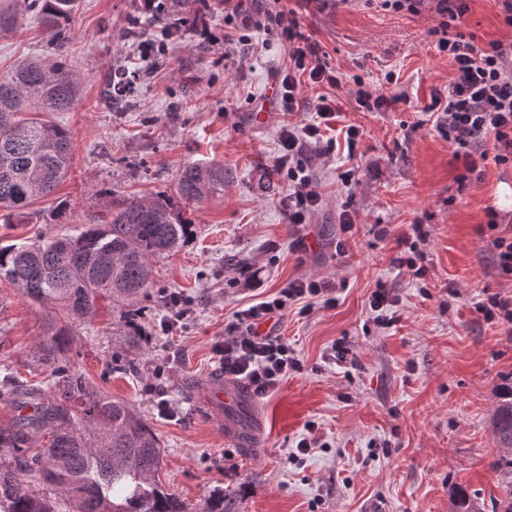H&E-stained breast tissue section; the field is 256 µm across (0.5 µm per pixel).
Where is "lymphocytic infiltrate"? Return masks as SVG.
Segmentation results:
<instances>
[{
  "label": "lymphocytic infiltrate",
  "mask_w": 512,
  "mask_h": 512,
  "mask_svg": "<svg viewBox=\"0 0 512 512\" xmlns=\"http://www.w3.org/2000/svg\"><path fill=\"white\" fill-rule=\"evenodd\" d=\"M441 16L433 33L440 52L454 65V78L446 93H433L430 109L437 114V126L454 148L467 170L486 157L487 145H494L497 162H512V42L491 41L478 45L473 35L457 31L456 25L468 10V0H430ZM288 37L287 69L280 73L279 93L285 112L294 115L310 109L311 122L291 121L280 126V151L275 167L288 180L282 206L289 223H309L322 206L323 195L307 171L308 165L325 157L324 127L340 111L336 98L318 95L309 102L300 98L302 86H337L336 74L319 58L317 43L299 29L296 18L278 11L268 16ZM335 299L328 283L311 277L293 279L272 298L261 300L237 312L228 336L217 346L225 376L245 382L259 398L271 395L288 375L300 368V361L287 340L262 333V323L281 315L288 306L304 298Z\"/></svg>",
  "instance_id": "f902f5d3"
}]
</instances>
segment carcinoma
Segmentation results:
<instances>
[{"label":"carcinoma","instance_id":"obj_1","mask_svg":"<svg viewBox=\"0 0 512 512\" xmlns=\"http://www.w3.org/2000/svg\"><path fill=\"white\" fill-rule=\"evenodd\" d=\"M78 0H27L59 50ZM207 0H143L129 20L127 34L148 27L159 36L173 34L171 18L202 21ZM139 73H122L108 86L114 97H127ZM77 79L58 60L20 62L0 77V222L26 224L35 200L52 195L66 176L73 153L66 128L31 116L65 112L76 98ZM224 192V165L192 163L179 170L176 193L182 205H198ZM193 235L165 195L129 196L118 202L103 224H88L75 236L40 238L0 246V282L5 281L62 318L93 316L98 301L109 298L121 322L131 325L142 314L157 281L153 259L174 253ZM55 341L43 346L40 361L54 368V400L41 386L7 373L0 396L18 416L0 428V512H224V499L207 498L190 508L156 478L162 455L158 438L127 404L106 398L63 359ZM494 439L502 498L493 512H512V384L500 388Z\"/></svg>","mask_w":512,"mask_h":512}]
</instances>
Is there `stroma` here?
Returning <instances> with one entry per match:
<instances>
[{
    "label": "stroma",
    "instance_id": "35a3bbf8",
    "mask_svg": "<svg viewBox=\"0 0 512 512\" xmlns=\"http://www.w3.org/2000/svg\"><path fill=\"white\" fill-rule=\"evenodd\" d=\"M140 2L80 0L64 47L79 79L76 102L45 115L68 130L71 165L54 195L34 204L29 223H0V245L77 232L134 192L175 197V176L191 162L222 163L224 191L185 208L193 239L154 262L159 287L179 293L186 318L163 330L171 310L151 301L132 336L100 304L64 339L71 368L146 421L162 450L159 479L188 505L220 494L224 512H455L462 489L479 512H491L501 496L491 467L492 416L500 385L512 378V325L483 309L493 297H512V277L500 273L491 246L495 234L512 232V204L502 202L512 191V163H497L491 147L466 172L426 112L432 93L447 90L454 76L430 34L437 15L394 13L378 0H242L229 21L224 0H209L205 28L180 27L147 67L126 35ZM278 9L295 13L340 80L306 97L320 92L343 104L325 133L327 156L312 169L324 203L305 226L287 223L288 187L273 166L285 116L252 118L254 99L288 62L284 38L266 19ZM228 27L239 41L225 49ZM457 28L481 45L512 41L500 0H470ZM53 54L32 17L0 28V76L23 59ZM137 67L135 93L107 103L108 77ZM359 81L407 101L366 111L352 94ZM350 125L359 130L352 150L343 135ZM132 160L139 170L129 168ZM62 201L69 208L60 218ZM491 210L495 230L487 224ZM343 211L355 221L348 232ZM416 224L426 234L421 278L395 262L400 239ZM302 276L337 286L336 303L314 302L305 315L295 305L283 312L275 332L301 368L271 396L250 398L265 445L240 450L225 441L221 419L197 407L194 391L218 367L215 347L235 313ZM380 286L398 298L386 327L369 307ZM0 299L7 304L0 367L47 382L51 369L36 355L62 320L9 285L0 284ZM339 342L349 363L332 357ZM116 354L132 371L113 369ZM159 388L171 414L158 405ZM311 431L321 447L294 458Z\"/></svg>",
    "mask_w": 512,
    "mask_h": 512
}]
</instances>
